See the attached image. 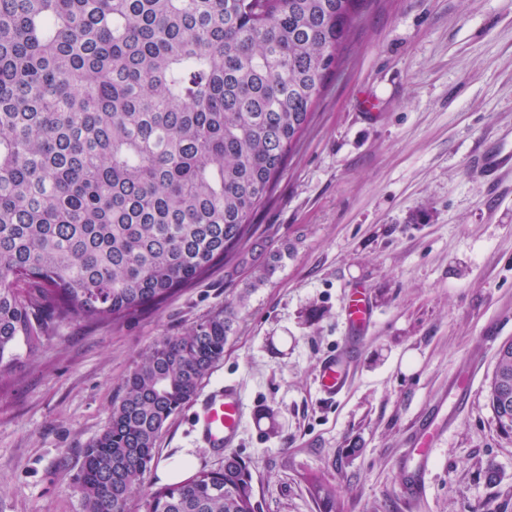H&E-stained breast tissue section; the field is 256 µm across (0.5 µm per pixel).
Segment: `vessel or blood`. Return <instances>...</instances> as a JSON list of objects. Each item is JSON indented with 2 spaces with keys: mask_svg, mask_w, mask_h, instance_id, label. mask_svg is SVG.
<instances>
[{
  "mask_svg": "<svg viewBox=\"0 0 512 512\" xmlns=\"http://www.w3.org/2000/svg\"><path fill=\"white\" fill-rule=\"evenodd\" d=\"M345 312L348 342L336 355L321 363L316 376L318 388L328 400L341 396L346 389L359 344L373 322L374 312L366 288L351 289ZM245 417L240 389L236 384H225L201 400L196 411L198 435L209 447H234ZM453 421L447 397L440 396L430 402L427 415L410 432L402 458L408 468V478L402 486L406 500L413 501L424 494L432 449Z\"/></svg>",
  "mask_w": 512,
  "mask_h": 512,
  "instance_id": "vessel-or-blood-1",
  "label": "vessel or blood"
}]
</instances>
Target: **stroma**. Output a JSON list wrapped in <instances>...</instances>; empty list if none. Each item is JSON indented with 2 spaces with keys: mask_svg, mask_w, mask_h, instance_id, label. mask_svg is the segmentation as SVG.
<instances>
[{
  "mask_svg": "<svg viewBox=\"0 0 512 512\" xmlns=\"http://www.w3.org/2000/svg\"><path fill=\"white\" fill-rule=\"evenodd\" d=\"M512 147V0H366L255 239L277 257L260 277L217 265L161 307L56 324L0 388V512H83L71 477L109 422L140 354L231 312L208 392L235 380L248 413L232 452L205 446L194 405L166 423L129 512H147L160 466L194 458L249 467L260 512H512V438L487 390L512 341V169L495 187L468 167ZM364 285L374 320L345 393L321 400L320 362L343 343L344 299ZM469 389L434 451L427 489L401 502L399 460L430 400ZM495 482H488V470Z\"/></svg>",
  "mask_w": 512,
  "mask_h": 512,
  "instance_id": "1",
  "label": "stroma"
}]
</instances>
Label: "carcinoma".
I'll use <instances>...</instances> for the list:
<instances>
[{
	"label": "carcinoma",
	"mask_w": 512,
	"mask_h": 512,
	"mask_svg": "<svg viewBox=\"0 0 512 512\" xmlns=\"http://www.w3.org/2000/svg\"><path fill=\"white\" fill-rule=\"evenodd\" d=\"M365 0H0V382L62 321H116L253 253ZM218 312L140 354L73 478L126 512L171 416L224 356ZM496 362L487 392L512 433ZM148 512H259L244 462Z\"/></svg>",
	"instance_id": "cac0c4a2"
}]
</instances>
